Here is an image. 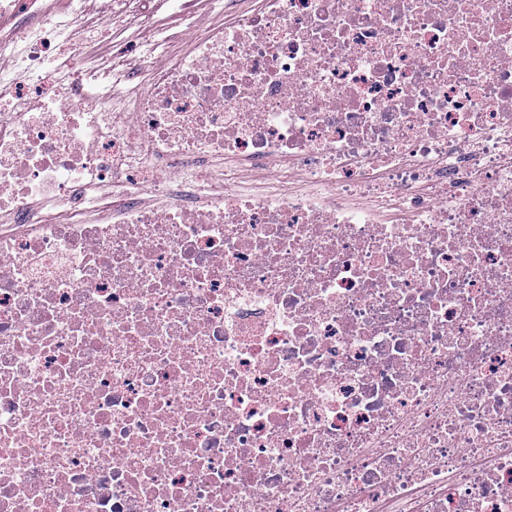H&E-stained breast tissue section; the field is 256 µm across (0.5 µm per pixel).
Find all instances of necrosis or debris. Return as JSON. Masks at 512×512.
Masks as SVG:
<instances>
[{"mask_svg": "<svg viewBox=\"0 0 512 512\" xmlns=\"http://www.w3.org/2000/svg\"><path fill=\"white\" fill-rule=\"evenodd\" d=\"M136 64L0 107V512H512V0Z\"/></svg>", "mask_w": 512, "mask_h": 512, "instance_id": "necrosis-or-debris-1", "label": "necrosis or debris"}]
</instances>
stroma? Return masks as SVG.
<instances>
[{"mask_svg":"<svg viewBox=\"0 0 512 512\" xmlns=\"http://www.w3.org/2000/svg\"><path fill=\"white\" fill-rule=\"evenodd\" d=\"M77 58L61 54L55 65L75 62L92 70L88 87L105 88L107 77H120L122 67L115 54L119 47L157 48L170 57L185 49L188 40L204 35L224 20L219 0H190L186 14L165 7L162 0H86L81 17Z\"/></svg>","mask_w":512,"mask_h":512,"instance_id":"obj_1","label":"stroma"}]
</instances>
